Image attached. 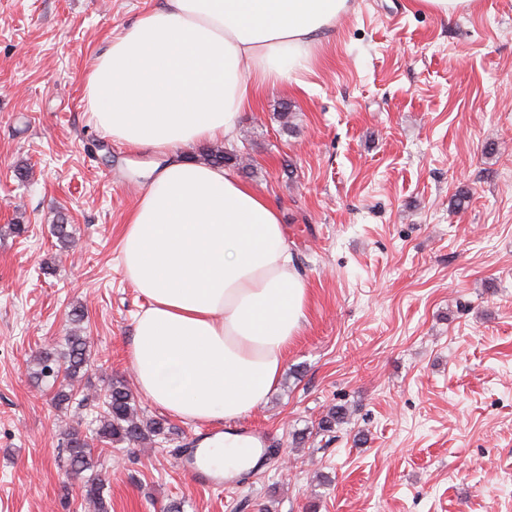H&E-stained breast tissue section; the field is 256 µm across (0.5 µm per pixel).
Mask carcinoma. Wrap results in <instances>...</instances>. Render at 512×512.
<instances>
[{"label": "carcinoma", "instance_id": "cac0c4a2", "mask_svg": "<svg viewBox=\"0 0 512 512\" xmlns=\"http://www.w3.org/2000/svg\"><path fill=\"white\" fill-rule=\"evenodd\" d=\"M66 349L58 356L51 351H44L37 357L34 378L40 382H57L63 378L69 381L67 386L59 388L54 400L56 405L69 408L87 407L96 400L102 401L103 409L91 420L94 427L91 434L82 431V423L70 429L66 435V470L82 473L98 462L97 448L94 443L110 445L126 443L137 445L150 436L165 433L164 423L140 417L135 397L129 386L120 379H114L103 395L92 396L85 390H76L74 382L82 378L87 371L88 337L76 331L65 338ZM101 480L94 476L87 480L84 500L93 506L95 512H110V503L102 492Z\"/></svg>", "mask_w": 512, "mask_h": 512}]
</instances>
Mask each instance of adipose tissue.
Wrapping results in <instances>:
<instances>
[{
  "label": "adipose tissue",
  "mask_w": 512,
  "mask_h": 512,
  "mask_svg": "<svg viewBox=\"0 0 512 512\" xmlns=\"http://www.w3.org/2000/svg\"><path fill=\"white\" fill-rule=\"evenodd\" d=\"M347 0H165L99 54L85 80L96 125L165 155L130 211L125 277L147 298L134 320L139 390L172 415L219 423L278 381L307 308L280 208L230 171L183 160L232 142L267 87L309 70Z\"/></svg>",
  "instance_id": "ef3b65f1"
}]
</instances>
